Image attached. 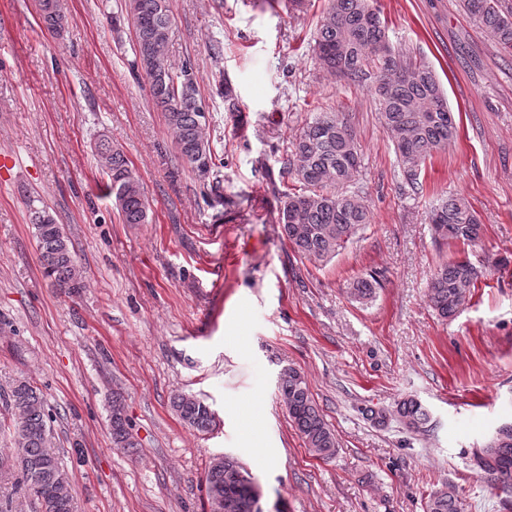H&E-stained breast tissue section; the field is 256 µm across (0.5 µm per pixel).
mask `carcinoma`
<instances>
[{
    "mask_svg": "<svg viewBox=\"0 0 512 512\" xmlns=\"http://www.w3.org/2000/svg\"><path fill=\"white\" fill-rule=\"evenodd\" d=\"M460 7L501 53L512 56V0H460ZM125 10L134 29L132 67L145 75L152 99L174 133L179 157L205 180L217 167L216 155L206 135L207 122L198 111L201 96L195 65L186 59L176 66L166 53L173 21L171 0H125ZM39 13L48 31L62 33L66 16L60 0H39ZM315 51L328 72L376 96L405 184L418 191L422 165L457 133L454 113L434 70L404 58L403 51L392 45L377 0H327ZM97 153L123 222L148 223L144 186L123 151L106 137L100 139ZM286 155L288 174L300 184V191H282L281 236L307 259L332 258L362 226L372 223L371 211L360 194L344 190L360 163L353 129L340 112H317L303 124ZM27 207L45 276L53 287L72 296L80 294L86 288L85 275L63 225L46 206L30 199ZM427 220L438 246L449 242L468 246L483 232L478 213L458 195L438 199L428 210ZM480 276L481 271L466 257L440 264L428 283L431 308L444 319L454 318L470 302ZM376 285L372 275L360 278L352 283L351 296L367 302L373 299ZM278 389L307 447L321 459L332 458L336 436L302 373L292 367L282 369ZM172 406L192 429L204 432L213 423L209 406L191 394L174 396ZM7 407L15 449L13 455L0 457V472L19 474L38 512H74L67 474L52 448L51 415L43 397L30 382L18 380L7 394ZM370 413L378 423L393 414L413 432L421 431L430 420L428 410L415 398L398 401L390 414L383 409ZM110 420L114 447H138L125 403L117 394L112 395ZM474 464L491 489L511 492L512 426L495 431L487 445L475 452ZM248 475L241 465L208 468V490L223 493L225 512H252L245 485ZM425 512H460V505L453 492L441 488L428 495Z\"/></svg>",
    "mask_w": 512,
    "mask_h": 512,
    "instance_id": "carcinoma-1",
    "label": "carcinoma"
}]
</instances>
